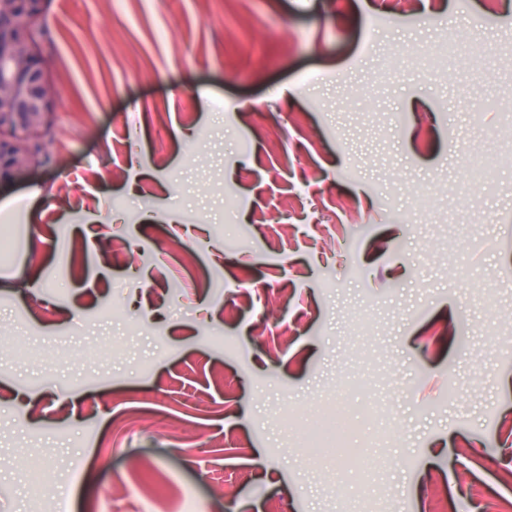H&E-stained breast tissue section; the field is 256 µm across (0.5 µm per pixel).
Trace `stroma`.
Listing matches in <instances>:
<instances>
[{
	"instance_id": "35a3bbf8",
	"label": "stroma",
	"mask_w": 512,
	"mask_h": 512,
	"mask_svg": "<svg viewBox=\"0 0 512 512\" xmlns=\"http://www.w3.org/2000/svg\"><path fill=\"white\" fill-rule=\"evenodd\" d=\"M38 49L0 512H512V0H48ZM345 378L369 469L298 446Z\"/></svg>"
}]
</instances>
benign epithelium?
Segmentation results:
<instances>
[{
	"mask_svg": "<svg viewBox=\"0 0 512 512\" xmlns=\"http://www.w3.org/2000/svg\"><path fill=\"white\" fill-rule=\"evenodd\" d=\"M47 0H0V181L38 162L34 142L56 105L37 51Z\"/></svg>",
	"mask_w": 512,
	"mask_h": 512,
	"instance_id": "1",
	"label": "benign epithelium"
}]
</instances>
